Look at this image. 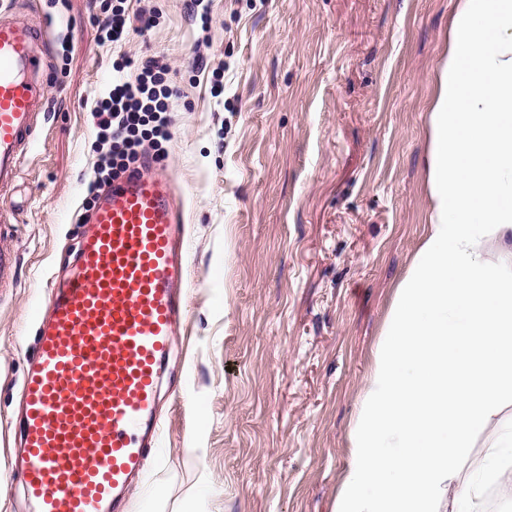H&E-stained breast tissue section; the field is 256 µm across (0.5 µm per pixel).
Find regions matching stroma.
<instances>
[{"instance_id":"1","label":"stroma","mask_w":512,"mask_h":512,"mask_svg":"<svg viewBox=\"0 0 512 512\" xmlns=\"http://www.w3.org/2000/svg\"><path fill=\"white\" fill-rule=\"evenodd\" d=\"M0 0L45 24L48 120L6 199L0 247V512H27L14 417L35 310L72 263L102 158L93 116L119 55L169 68L189 231L188 308L170 356L160 453L127 512H333L348 430L394 288L429 222L427 122L455 0ZM127 0L112 1V15L107 23V37L112 43L121 42L128 31L130 16L125 7Z\"/></svg>"}]
</instances>
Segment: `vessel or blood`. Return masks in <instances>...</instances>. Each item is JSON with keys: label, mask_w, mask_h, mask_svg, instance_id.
I'll return each mask as SVG.
<instances>
[{"label": "vessel or blood", "mask_w": 512, "mask_h": 512, "mask_svg": "<svg viewBox=\"0 0 512 512\" xmlns=\"http://www.w3.org/2000/svg\"><path fill=\"white\" fill-rule=\"evenodd\" d=\"M41 30L0 16V190L46 115ZM172 177L151 156L101 192L76 265L39 323L23 380L14 465L29 512H125L158 446V400L187 286Z\"/></svg>", "instance_id": "1"}]
</instances>
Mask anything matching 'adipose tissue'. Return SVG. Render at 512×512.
<instances>
[{
    "instance_id": "ef3b65f1",
    "label": "adipose tissue",
    "mask_w": 512,
    "mask_h": 512,
    "mask_svg": "<svg viewBox=\"0 0 512 512\" xmlns=\"http://www.w3.org/2000/svg\"><path fill=\"white\" fill-rule=\"evenodd\" d=\"M428 138L429 224L373 353L335 512H485L488 488L512 496V0H457Z\"/></svg>"
}]
</instances>
